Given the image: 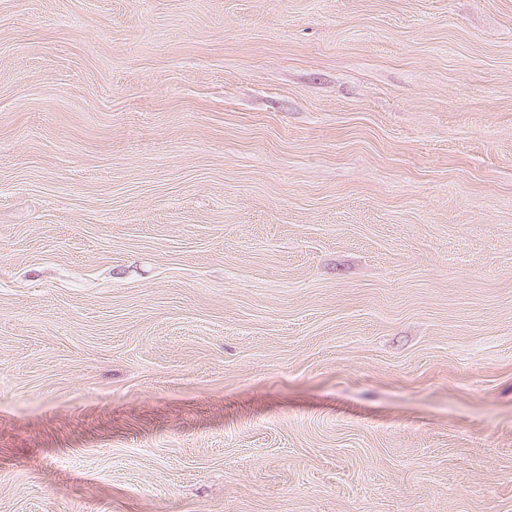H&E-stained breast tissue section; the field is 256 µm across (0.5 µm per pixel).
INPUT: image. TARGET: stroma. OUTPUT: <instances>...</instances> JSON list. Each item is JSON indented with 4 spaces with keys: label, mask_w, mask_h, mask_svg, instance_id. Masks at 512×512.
I'll list each match as a JSON object with an SVG mask.
<instances>
[{
    "label": "stroma",
    "mask_w": 512,
    "mask_h": 512,
    "mask_svg": "<svg viewBox=\"0 0 512 512\" xmlns=\"http://www.w3.org/2000/svg\"><path fill=\"white\" fill-rule=\"evenodd\" d=\"M0 512H512V0H0Z\"/></svg>",
    "instance_id": "stroma-1"
}]
</instances>
